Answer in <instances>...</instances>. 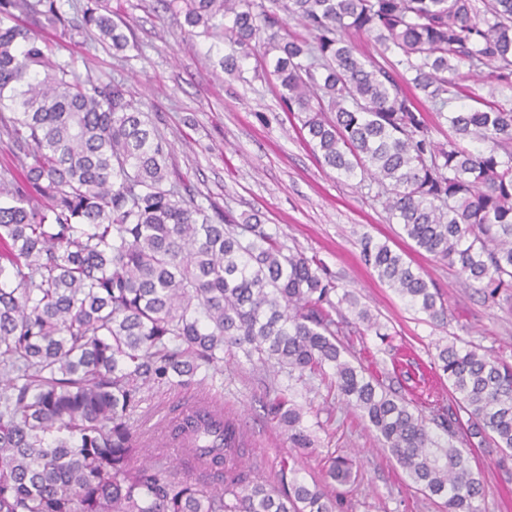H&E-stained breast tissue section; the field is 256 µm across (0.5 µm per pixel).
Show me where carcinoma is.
<instances>
[{"label": "carcinoma", "mask_w": 512, "mask_h": 512, "mask_svg": "<svg viewBox=\"0 0 512 512\" xmlns=\"http://www.w3.org/2000/svg\"><path fill=\"white\" fill-rule=\"evenodd\" d=\"M166 2L230 75L260 50L274 55L282 105L300 114L314 153L340 176L376 182L417 249L489 298L512 290V97L496 99L512 92V0ZM20 17L91 31L115 55L130 44L106 0L79 20L61 0H0V132L17 150L0 174V512H339L317 482L281 493L247 480L243 433L222 415L201 411L173 434L196 442L187 461L222 488L133 462L131 414L145 391L216 369L226 352L297 384L320 379L416 490L447 512H483L470 448L478 437L512 458V365L454 338L438 354L454 404L427 414L352 363L342 337L381 326L321 259L277 240L257 214L239 223L185 197L134 95L77 74ZM355 36L394 61L364 56ZM474 75L491 99L466 94ZM434 114L448 123L445 144ZM361 254L414 310L447 318L403 254L369 236ZM267 411L291 444H310L286 394ZM327 463L333 482H351L352 458L335 450Z\"/></svg>", "instance_id": "cac0c4a2"}]
</instances>
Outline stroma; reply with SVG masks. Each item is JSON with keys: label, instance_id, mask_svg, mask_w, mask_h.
<instances>
[{"label": "stroma", "instance_id": "35a3bbf8", "mask_svg": "<svg viewBox=\"0 0 512 512\" xmlns=\"http://www.w3.org/2000/svg\"><path fill=\"white\" fill-rule=\"evenodd\" d=\"M108 5L115 21L130 26L136 43L125 56H114L88 36L70 39L46 28L41 34L56 43L59 56L74 59L79 74L118 81L135 94L170 144L171 161L199 204L237 218L261 214L268 232L317 255L328 275L355 293L388 335L354 336L352 349L376 362L394 388L420 404L447 399L448 382L434 357L457 336L512 362V298L485 299L477 284L402 235L379 202L376 183L340 178L317 160L298 116L282 108L267 60L251 57L243 63V78L229 76L207 41H184L179 18L162 0H108ZM366 235L388 243L433 280L448 305L446 322H430L378 280L362 259L360 240ZM206 375L203 382L194 378L146 392L134 420L154 464L195 479L182 458L154 443L162 419L206 396L222 404L247 436L249 476H263L276 486L296 473L319 481L326 453L336 449L353 456L357 471L342 512H443L440 500L412 488L367 420L329 396L323 384L293 395L311 440L294 450L265 408L269 391L287 386L286 376L273 377L229 357L223 369ZM500 457V449L473 448L485 512H512V461Z\"/></svg>", "mask_w": 512, "mask_h": 512}]
</instances>
